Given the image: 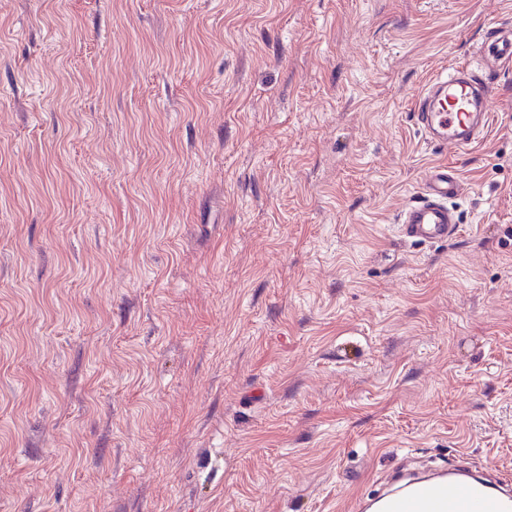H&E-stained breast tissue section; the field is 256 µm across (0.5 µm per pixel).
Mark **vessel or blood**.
<instances>
[{
  "label": "vessel or blood",
  "instance_id": "1",
  "mask_svg": "<svg viewBox=\"0 0 512 512\" xmlns=\"http://www.w3.org/2000/svg\"><path fill=\"white\" fill-rule=\"evenodd\" d=\"M482 57L492 67L512 65V31L488 26L481 46ZM493 87L469 66L456 65L431 79L415 105L418 126L430 143L454 151L478 142L491 121ZM463 181L448 163H436L425 171L421 192L400 213L398 222L406 238L433 243L459 232L458 216L452 206L461 196ZM380 512H498L494 493L482 494L462 479L421 481L391 490L370 500L355 502L356 512L371 506Z\"/></svg>",
  "mask_w": 512,
  "mask_h": 512
}]
</instances>
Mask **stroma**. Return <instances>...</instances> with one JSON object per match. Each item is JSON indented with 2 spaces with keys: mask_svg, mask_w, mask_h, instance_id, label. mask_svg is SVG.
I'll return each instance as SVG.
<instances>
[{
  "mask_svg": "<svg viewBox=\"0 0 512 512\" xmlns=\"http://www.w3.org/2000/svg\"><path fill=\"white\" fill-rule=\"evenodd\" d=\"M512 0H0V512H346L512 476ZM460 231L404 237L427 167ZM481 55L493 68L509 67L512 64V30L503 33L495 24L489 25L481 46ZM491 81L480 79L468 65H456L431 79L415 105L425 139L458 151L478 142L491 121Z\"/></svg>",
  "mask_w": 512,
  "mask_h": 512,
  "instance_id": "obj_1",
  "label": "stroma"
}]
</instances>
